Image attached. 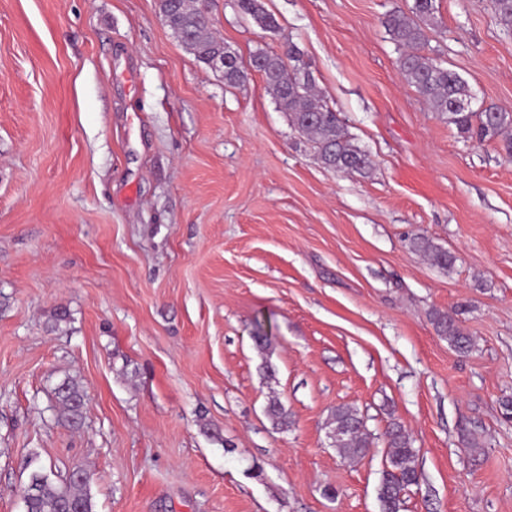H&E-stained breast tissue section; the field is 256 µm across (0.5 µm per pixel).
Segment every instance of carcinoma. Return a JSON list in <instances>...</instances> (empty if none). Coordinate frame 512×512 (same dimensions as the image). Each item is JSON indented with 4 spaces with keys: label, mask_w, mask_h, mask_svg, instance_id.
I'll return each mask as SVG.
<instances>
[{
    "label": "carcinoma",
    "mask_w": 512,
    "mask_h": 512,
    "mask_svg": "<svg viewBox=\"0 0 512 512\" xmlns=\"http://www.w3.org/2000/svg\"><path fill=\"white\" fill-rule=\"evenodd\" d=\"M493 2L498 23L505 30H512V0ZM236 6L263 31H277L278 23L264 8L262 0H236ZM160 11L166 25L197 61L208 66L216 57L224 56L225 85L235 87L244 83L252 70L261 75L278 108L288 113L295 129L315 142L318 160L325 168L361 176L371 172L368 155L352 143L336 112L317 99L295 44H288L281 53L258 48L246 64L210 32L207 18L192 0H160ZM434 13L435 0H414L410 13L397 9L386 15L384 24L400 52L401 72L430 111L447 119L448 124L467 138L499 140L506 155L512 158V113L492 107L480 112L470 109L466 82L437 57L425 52L426 29L434 23ZM409 247L441 268H449L455 262L450 252L425 236L411 238ZM430 321L437 335L447 339L454 350L462 354L473 351L475 344L458 319L434 311ZM54 396L57 421L73 429L80 428L84 407L80 383L67 377L57 384ZM265 414L276 429L288 425V410L276 394L268 398ZM329 426L331 446L341 457L355 459L366 454L371 433L358 409L345 404L336 406L331 411ZM384 438L388 452L378 498L382 512H400L406 490L419 483L416 450L408 433L394 420L388 424ZM21 498L24 512H95L88 485L69 474H60L51 466L39 465L30 472L21 489Z\"/></svg>",
    "instance_id": "carcinoma-1"
}]
</instances>
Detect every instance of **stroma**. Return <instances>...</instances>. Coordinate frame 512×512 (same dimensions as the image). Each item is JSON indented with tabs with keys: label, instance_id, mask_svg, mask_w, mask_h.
<instances>
[{
	"label": "stroma",
	"instance_id": "stroma-1",
	"mask_svg": "<svg viewBox=\"0 0 512 512\" xmlns=\"http://www.w3.org/2000/svg\"><path fill=\"white\" fill-rule=\"evenodd\" d=\"M264 3L276 33L197 0L240 58L298 46L369 176L325 168L259 74L226 87L159 0H0V512L50 463L93 473L96 512H380L393 419L421 473L401 512H512V159L402 75L383 20L414 0ZM436 17L473 108L512 112L493 0ZM463 303L467 355L429 319ZM339 404L374 437L362 459L330 445ZM411 250L428 257L433 265L441 268H450L455 262V257L448 250L436 245L430 238L415 236L409 240ZM54 396L58 408V423L79 429L83 421L84 407V393L80 383L67 377L57 384Z\"/></svg>",
	"mask_w": 512,
	"mask_h": 512
}]
</instances>
